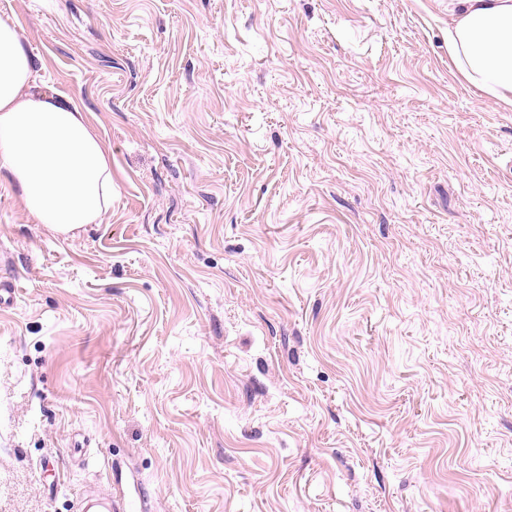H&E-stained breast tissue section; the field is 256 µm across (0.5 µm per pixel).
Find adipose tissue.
Instances as JSON below:
<instances>
[{
	"label": "adipose tissue",
	"instance_id": "ef3b65f1",
	"mask_svg": "<svg viewBox=\"0 0 512 512\" xmlns=\"http://www.w3.org/2000/svg\"><path fill=\"white\" fill-rule=\"evenodd\" d=\"M448 55L479 92L512 106V0H448ZM40 83L16 22L1 17L0 177L33 223L73 237L112 208V156L87 112Z\"/></svg>",
	"mask_w": 512,
	"mask_h": 512
}]
</instances>
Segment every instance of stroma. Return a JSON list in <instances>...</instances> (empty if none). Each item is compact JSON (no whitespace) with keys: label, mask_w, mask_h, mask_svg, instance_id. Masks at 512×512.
<instances>
[{"label":"stroma","mask_w":512,"mask_h":512,"mask_svg":"<svg viewBox=\"0 0 512 512\" xmlns=\"http://www.w3.org/2000/svg\"><path fill=\"white\" fill-rule=\"evenodd\" d=\"M112 153L0 178V512H512V110L448 0H0Z\"/></svg>","instance_id":"35a3bbf8"}]
</instances>
